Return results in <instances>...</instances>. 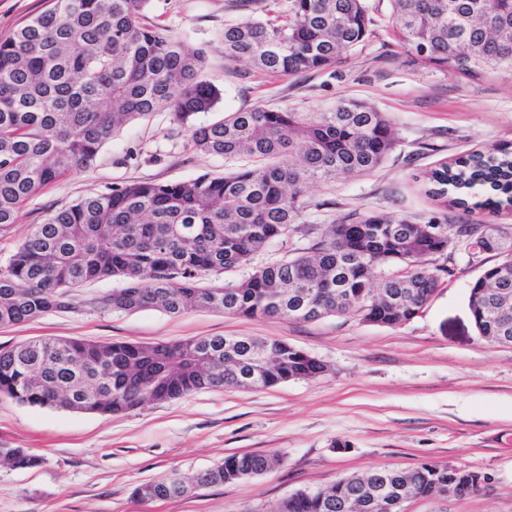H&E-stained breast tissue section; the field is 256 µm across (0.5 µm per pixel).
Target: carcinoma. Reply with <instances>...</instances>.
Returning a JSON list of instances; mask_svg holds the SVG:
<instances>
[{
    "label": "carcinoma",
    "mask_w": 512,
    "mask_h": 512,
    "mask_svg": "<svg viewBox=\"0 0 512 512\" xmlns=\"http://www.w3.org/2000/svg\"><path fill=\"white\" fill-rule=\"evenodd\" d=\"M148 0H52V6L0 41V237L10 234L23 204L71 171L87 168L125 125L168 111L187 126L195 149L251 163L224 176L180 182H132L87 196L32 226L0 268V326L70 309L71 289L104 278L123 287L94 307L146 308L180 315L217 309L253 319L313 322L367 306L369 322L403 324L438 279L426 258L448 248L435 228L405 217L364 213L332 225L306 251L255 269L222 286L212 273L250 263L271 240L295 230L307 184L361 177L394 151L397 138L383 112L339 103L307 121L299 112L255 107L226 112L194 127L219 91L204 79L200 53L188 52L141 22ZM248 11L224 25V58L271 75L331 68L364 44L374 19L365 0H238ZM394 29L406 52L425 66L475 78L512 72V0H391ZM435 169L430 180L457 190L479 185L487 198L472 212L512 207V150L475 152ZM489 285L477 280L469 306L478 334L512 345V224L498 230ZM270 365L248 380L244 368L257 342ZM326 365L274 338L203 336L142 345L78 338H36L0 347V394L41 407L123 414L149 401L201 389H265L315 378ZM274 454L229 455L181 485V477L137 486L140 499L179 498L201 486L262 475ZM41 459L0 448V466L29 469ZM474 471L424 462L412 469L370 470L318 492L299 491L280 512H372L369 491L426 498L450 483L470 486Z\"/></svg>",
    "instance_id": "1"
}]
</instances>
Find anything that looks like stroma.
Instances as JSON below:
<instances>
[{
  "label": "stroma",
  "mask_w": 512,
  "mask_h": 512,
  "mask_svg": "<svg viewBox=\"0 0 512 512\" xmlns=\"http://www.w3.org/2000/svg\"><path fill=\"white\" fill-rule=\"evenodd\" d=\"M375 20L363 46L333 68L270 76L227 62L224 26L244 19L234 0H149L145 15L204 58L219 91L206 125L224 113L263 106L309 120L340 101L388 114L398 144L385 162L355 179L309 184L297 229L253 258L263 266L308 248L356 213L452 224L474 215L430 196L419 176L498 143L512 144V74L476 79L414 62L395 38L389 0H367ZM236 159L195 150L188 129L156 112L124 127L93 164L40 190L0 238V268L32 225L84 197L133 181L178 182L239 168ZM491 255L450 250L429 260L438 288L423 312L396 328L355 314L314 322L249 319L223 311H101L94 299L121 288L105 278L72 292L74 309L0 326V346L41 337L155 344L201 336L272 337L321 360L327 372L271 388L201 390L104 416L34 407L0 396V448L41 458L34 469L0 468V512H278L293 493L332 487L370 469L423 462L474 470L485 479L463 497L408 500L404 512H512V346L482 339L471 315V282ZM279 453L275 469L186 496L144 502L135 487L171 474L194 478L231 454Z\"/></svg>",
  "instance_id": "35a3bbf8"
}]
</instances>
